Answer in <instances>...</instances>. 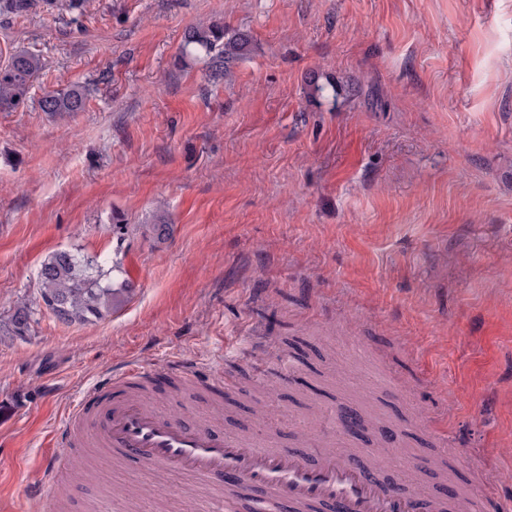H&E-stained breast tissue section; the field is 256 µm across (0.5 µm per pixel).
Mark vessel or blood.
Masks as SVG:
<instances>
[{"label": "vessel or blood", "mask_w": 512, "mask_h": 512, "mask_svg": "<svg viewBox=\"0 0 512 512\" xmlns=\"http://www.w3.org/2000/svg\"><path fill=\"white\" fill-rule=\"evenodd\" d=\"M172 387L220 395L223 366L171 358ZM156 373L129 361L97 379L69 408L55 434L60 454L46 473L50 502L63 498L74 455L92 450L131 460L157 475L175 472L217 487L221 512H499L495 478L470 485L455 500L388 485L376 458L315 444L306 458L267 442L264 434L227 436L189 425L151 401Z\"/></svg>", "instance_id": "vessel-or-blood-1"}]
</instances>
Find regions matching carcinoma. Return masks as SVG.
<instances>
[{"instance_id":"obj_1","label":"carcinoma","mask_w":512,"mask_h":512,"mask_svg":"<svg viewBox=\"0 0 512 512\" xmlns=\"http://www.w3.org/2000/svg\"><path fill=\"white\" fill-rule=\"evenodd\" d=\"M184 47L203 51L215 59V75L219 76L248 51L250 39L244 33L230 36L224 27L212 25L190 30ZM43 66L41 56L29 50L13 53L7 64L0 66L1 110L25 104L33 80ZM85 106L86 96L78 85L50 91L39 100L40 109L50 113L81 112ZM145 228L149 237L158 242L170 235V224L163 217ZM37 279L45 308L67 325L102 320L128 302L135 291L121 262L72 250L48 254L40 263ZM31 321L30 308L16 307L8 321V333L27 335Z\"/></svg>"}]
</instances>
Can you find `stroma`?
<instances>
[{"mask_svg":"<svg viewBox=\"0 0 512 512\" xmlns=\"http://www.w3.org/2000/svg\"><path fill=\"white\" fill-rule=\"evenodd\" d=\"M214 24L252 40L219 77L182 51ZM20 49L44 67L0 110V321L34 320L0 333V512H50L32 489L84 387L176 355L233 375L224 433L262 400L300 451L354 407L358 447L392 441L388 479L447 449L470 481L502 469L512 512V0H33L0 14V65ZM71 85L84 111H41ZM59 249L120 256L134 295L57 321L37 271ZM87 470L64 512H207L186 481Z\"/></svg>","mask_w":512,"mask_h":512,"instance_id":"obj_1","label":"stroma"}]
</instances>
